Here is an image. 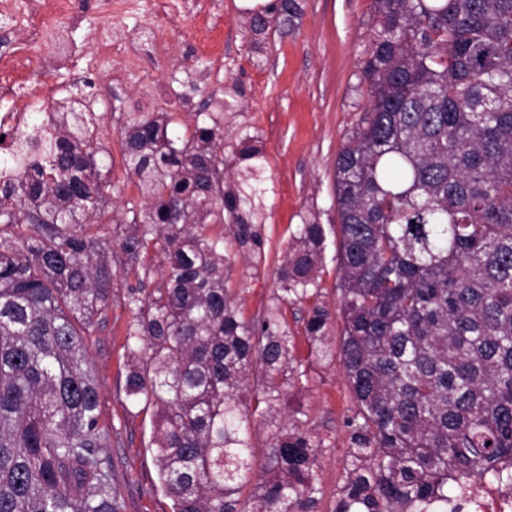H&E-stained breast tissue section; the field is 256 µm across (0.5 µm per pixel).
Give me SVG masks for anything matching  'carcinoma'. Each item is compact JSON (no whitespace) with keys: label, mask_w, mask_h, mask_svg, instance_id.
<instances>
[{"label":"carcinoma","mask_w":512,"mask_h":512,"mask_svg":"<svg viewBox=\"0 0 512 512\" xmlns=\"http://www.w3.org/2000/svg\"><path fill=\"white\" fill-rule=\"evenodd\" d=\"M365 127L336 158L340 356L356 410L334 512H437L448 482L512 480V0H373ZM297 0L273 7L285 24ZM81 100L12 135L0 160V512H120L85 336L108 306L105 242L81 231L105 183ZM190 133L123 122L130 209L125 407L152 411L172 512H314L316 448L272 424L254 479L251 420L283 398L293 344L279 305L320 297L325 225L300 224L274 306L247 321L224 287L232 250L261 255L250 199L224 177V117ZM24 224L16 241L1 228ZM165 284L144 288L150 251ZM330 314L305 324L318 359ZM255 374L256 387L245 382Z\"/></svg>","instance_id":"cac0c4a2"}]
</instances>
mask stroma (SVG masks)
I'll list each match as a JSON object with an SVG mask.
<instances>
[{
  "instance_id": "1",
  "label": "stroma",
  "mask_w": 512,
  "mask_h": 512,
  "mask_svg": "<svg viewBox=\"0 0 512 512\" xmlns=\"http://www.w3.org/2000/svg\"><path fill=\"white\" fill-rule=\"evenodd\" d=\"M300 9L285 24H272L255 52L249 20L269 5L246 0H128L124 27L142 43H159L161 56L141 54L121 80L110 78V64L95 54L105 29V0H76L83 21L69 31L78 60L77 80L89 82L92 102L102 103L98 121H111L112 138L98 155L111 219H95L84 233L108 244L112 271L108 306L86 338L88 362L99 393L102 423L110 429L101 457L112 464V486L122 512H171V500L158 484L149 447L151 414H129L124 406L128 351L124 331L130 313L124 304L129 281L116 238V221L146 201L128 181L121 154L122 116L168 112L180 127H193L202 103L224 113V150L253 137L263 152L255 196L263 224L265 255L231 256L226 286L245 319L262 317L272 303L277 270L298 224L316 219L327 229L320 268L321 304L330 311L329 339L339 345L338 222L335 200L336 156L364 124L368 92L362 61L375 30L372 0H297ZM20 84L0 92V113L27 104L32 119L56 111L60 99L74 94L73 82L51 78L42 84L37 71L19 76ZM311 301L282 304L283 322L293 339L292 354L303 375L287 387L285 424H300L320 444L317 474L322 497L314 512H334L344 481L349 447L348 419L354 402L341 360L314 358L304 331Z\"/></svg>"
}]
</instances>
